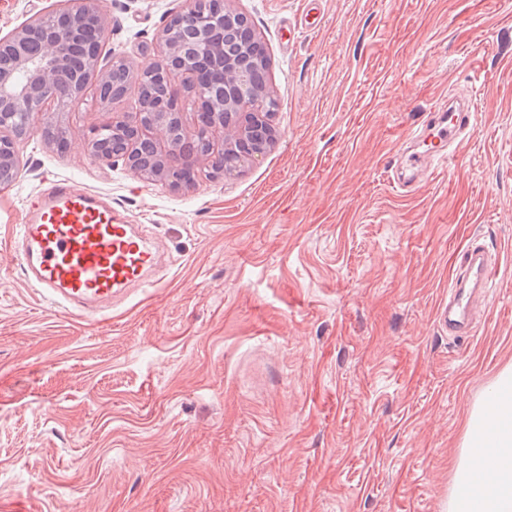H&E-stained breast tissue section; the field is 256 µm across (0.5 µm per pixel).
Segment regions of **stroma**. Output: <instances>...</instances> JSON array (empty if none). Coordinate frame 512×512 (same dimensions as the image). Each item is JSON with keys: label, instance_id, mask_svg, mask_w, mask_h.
<instances>
[{"label": "stroma", "instance_id": "obj_1", "mask_svg": "<svg viewBox=\"0 0 512 512\" xmlns=\"http://www.w3.org/2000/svg\"><path fill=\"white\" fill-rule=\"evenodd\" d=\"M64 0H0V38ZM182 0H100L99 65L146 61ZM269 56L278 139L232 179L172 188L88 141L121 98L68 110L0 185V504L31 512H445L466 421L512 364V0H234ZM472 114L407 183L437 105ZM72 179L172 254L112 314L23 279V199ZM497 268L466 336L438 324L470 243Z\"/></svg>", "mask_w": 512, "mask_h": 512}]
</instances>
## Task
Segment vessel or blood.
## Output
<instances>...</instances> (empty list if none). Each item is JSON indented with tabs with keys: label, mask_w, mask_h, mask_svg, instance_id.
Listing matches in <instances>:
<instances>
[{
	"label": "vessel or blood",
	"mask_w": 512,
	"mask_h": 512,
	"mask_svg": "<svg viewBox=\"0 0 512 512\" xmlns=\"http://www.w3.org/2000/svg\"><path fill=\"white\" fill-rule=\"evenodd\" d=\"M469 106L435 114L421 143L408 157L411 169L448 160L461 145ZM16 257L24 279L54 307L86 317L104 316L138 289L157 283L166 265L161 243L144 225L131 224L110 200L60 180L26 198L14 226ZM493 266L481 245L460 258L438 312L452 335L472 332L471 304L492 282Z\"/></svg>",
	"instance_id": "1"
}]
</instances>
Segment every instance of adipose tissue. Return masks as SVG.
Segmentation results:
<instances>
[{"label": "adipose tissue", "mask_w": 512, "mask_h": 512, "mask_svg": "<svg viewBox=\"0 0 512 512\" xmlns=\"http://www.w3.org/2000/svg\"><path fill=\"white\" fill-rule=\"evenodd\" d=\"M463 446L448 512H512V365L472 406Z\"/></svg>", "instance_id": "1"}]
</instances>
